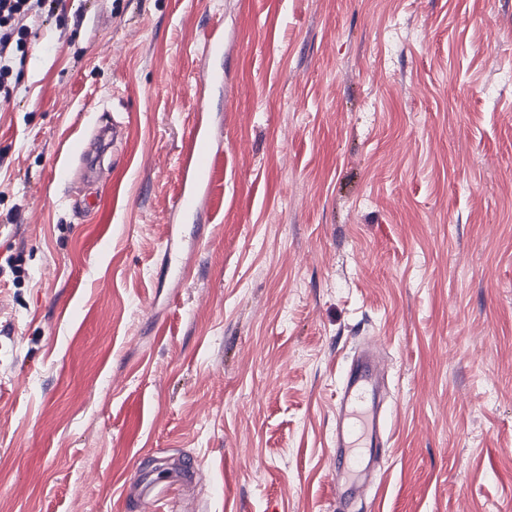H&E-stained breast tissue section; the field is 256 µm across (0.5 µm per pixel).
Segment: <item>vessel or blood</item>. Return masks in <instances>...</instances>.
<instances>
[{
  "label": "vessel or blood",
  "instance_id": "vessel-or-blood-1",
  "mask_svg": "<svg viewBox=\"0 0 512 512\" xmlns=\"http://www.w3.org/2000/svg\"><path fill=\"white\" fill-rule=\"evenodd\" d=\"M202 54L210 63L204 75L206 85L227 92L222 68L224 32L221 28L210 29ZM214 140L213 124L203 116H196L183 144L181 176L173 200L176 215L197 221L205 215L217 160ZM379 373L380 365L371 350H361L352 359L338 394L333 437L338 450L336 499L341 504H351L360 486L369 482L377 460L387 447Z\"/></svg>",
  "mask_w": 512,
  "mask_h": 512
}]
</instances>
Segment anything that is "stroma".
Listing matches in <instances>:
<instances>
[{"mask_svg": "<svg viewBox=\"0 0 512 512\" xmlns=\"http://www.w3.org/2000/svg\"><path fill=\"white\" fill-rule=\"evenodd\" d=\"M61 9L0 103V512H138L154 459L207 473L156 512H336L368 342L389 440L354 512H512V0ZM216 24L228 98L195 81ZM203 102L201 227L171 205Z\"/></svg>", "mask_w": 512, "mask_h": 512, "instance_id": "obj_1", "label": "stroma"}]
</instances>
